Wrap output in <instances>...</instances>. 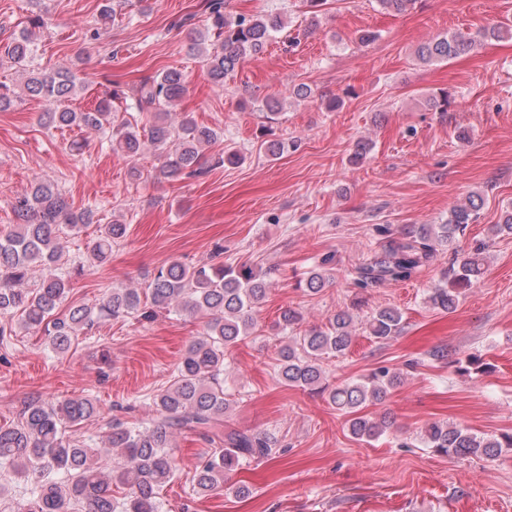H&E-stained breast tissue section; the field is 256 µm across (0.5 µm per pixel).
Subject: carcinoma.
<instances>
[{
	"label": "carcinoma",
	"mask_w": 512,
	"mask_h": 512,
	"mask_svg": "<svg viewBox=\"0 0 512 512\" xmlns=\"http://www.w3.org/2000/svg\"><path fill=\"white\" fill-rule=\"evenodd\" d=\"M227 0H207L204 31L192 33L196 55L205 62L209 76L222 83L238 66L261 55L285 22L271 15L233 16ZM31 29L5 46L4 54L17 72L25 75V88L51 105L43 114L53 127H77L109 132L112 152L136 161L151 147L154 165L150 176L177 180L203 173V150L220 138L215 129L198 124L187 113L172 121L175 103L186 93L183 74L171 68L141 83L134 109L152 115V123L139 126L114 103L124 92H105L88 112H77L69 102L85 85L66 70L43 71L33 66V45L44 20L30 19ZM512 35V25L500 24L475 34L451 33L421 44L416 58L424 64L447 62L477 49L488 38ZM482 196L471 194L453 206L442 224H426L391 241L356 270L355 285L410 280L435 255L474 223ZM14 224L0 234V336L28 335L44 330L51 348L69 352L75 337L104 320L133 315L150 321L158 310L206 318L202 333L192 340L174 369L172 383L152 396L156 418L148 426L112 424L97 448L67 429L93 419L98 403L88 396L62 397L53 403L27 402L18 421L0 425V465L24 484L28 497L16 503L17 512H68L79 505L84 512H161L160 490L175 475L172 438L177 431H195L214 449L198 464L193 491L208 495L224 488L226 473L243 462L266 459L277 451L278 440L261 433L230 427L231 408L224 397L226 353L255 334L256 309L265 298L268 283L246 264L224 266L203 263L190 267L175 259L162 265L147 285L150 304L137 288L113 287L95 303L70 305L51 326L45 321L67 299L71 271L64 268L63 229L78 234L97 223L90 207L73 209L51 182L35 184L12 207ZM127 224L114 218L100 229L86 255L87 267L108 262L112 245L125 237ZM488 243L480 242L454 255L431 289L427 302L435 309H455L463 290L483 279ZM334 257L321 259L310 272L307 290L316 294L325 285L326 266ZM401 312L382 308L367 317L365 329L372 340L384 344L400 331ZM353 316L337 312L328 324L288 337L278 351V379L289 387L327 394L328 403L349 416L351 435L369 441L384 434L391 422L371 419L358 412L383 402L400 381V374L380 367L370 375L335 386L324 383V356H341L353 341ZM425 447L450 459L493 458L512 450V433L477 434L471 430L432 423L422 434Z\"/></svg>",
	"instance_id": "cac0c4a2"
}]
</instances>
